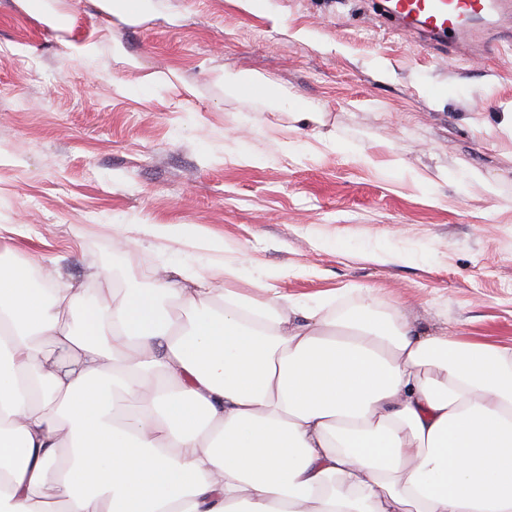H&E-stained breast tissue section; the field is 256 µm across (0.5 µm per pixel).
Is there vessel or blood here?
Instances as JSON below:
<instances>
[{
	"label": "vessel or blood",
	"instance_id": "vessel-or-blood-1",
	"mask_svg": "<svg viewBox=\"0 0 512 512\" xmlns=\"http://www.w3.org/2000/svg\"><path fill=\"white\" fill-rule=\"evenodd\" d=\"M374 13L392 30L423 37L439 51L494 49V34L470 29L472 19L512 11V0H372Z\"/></svg>",
	"mask_w": 512,
	"mask_h": 512
}]
</instances>
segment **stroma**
Listing matches in <instances>:
<instances>
[{"label": "stroma", "instance_id": "obj_1", "mask_svg": "<svg viewBox=\"0 0 512 512\" xmlns=\"http://www.w3.org/2000/svg\"><path fill=\"white\" fill-rule=\"evenodd\" d=\"M50 2L66 29L0 0V243L13 259L147 288L160 263L223 261L210 245L226 241L254 298L259 270L284 269L294 296L330 292L341 309L370 288L422 332L512 343V43L437 55L366 0H153L137 21ZM117 43L136 66L113 58ZM228 68L265 75L288 106L225 90ZM149 74L168 82L143 90ZM308 106L323 125L298 120ZM158 224L179 239L156 238ZM124 236L140 248L113 252Z\"/></svg>", "mask_w": 512, "mask_h": 512}]
</instances>
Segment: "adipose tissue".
Masks as SVG:
<instances>
[{
    "mask_svg": "<svg viewBox=\"0 0 512 512\" xmlns=\"http://www.w3.org/2000/svg\"><path fill=\"white\" fill-rule=\"evenodd\" d=\"M221 249L181 282L96 275L89 303L0 253V512H512V346L293 299L277 270L253 299Z\"/></svg>",
    "mask_w": 512,
    "mask_h": 512,
    "instance_id": "1",
    "label": "adipose tissue"
}]
</instances>
